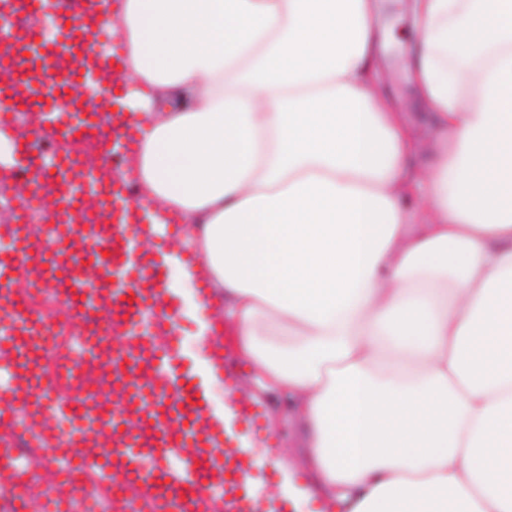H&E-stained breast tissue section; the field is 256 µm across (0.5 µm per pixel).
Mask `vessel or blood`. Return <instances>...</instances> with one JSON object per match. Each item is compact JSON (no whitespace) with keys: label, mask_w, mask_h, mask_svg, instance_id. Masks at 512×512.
<instances>
[{"label":"vessel or blood","mask_w":512,"mask_h":512,"mask_svg":"<svg viewBox=\"0 0 512 512\" xmlns=\"http://www.w3.org/2000/svg\"><path fill=\"white\" fill-rule=\"evenodd\" d=\"M71 17L51 43L27 36L16 19H34L49 11ZM114 21L108 0H0V29L9 31L0 47V133L14 139V159L0 167V178L15 189L21 211L10 234H0V369L15 373L19 365L40 357L54 329L29 309L18 308L23 260L33 244L22 214L29 199L42 196L52 204L50 222L57 235L44 247L39 278L43 284L64 282L66 292L84 315L110 308L123 321L122 343L103 354L100 343L107 326L88 342L84 357L104 359L115 394L108 411L96 396L77 403L57 401L43 372L25 377L22 386L34 396L39 421L70 423L57 436L59 447L78 461L94 441H102V461L114 482L134 478L137 489L156 502V512H185L193 499L195 512H213L204 497L213 487L220 512H288L291 495L283 482L300 487L299 477L285 478L276 458V440L266 425L258 399L239 384L232 349L221 337L206 339L212 374L224 382V415L206 408V391L191 369L181 364L178 347L180 315L175 299L163 286L166 259L180 257L195 269L202 259L183 244L176 216L166 218L163 233H154L149 209L136 198L128 181L102 161L62 155L53 163L50 180L35 178L27 141L33 132L67 139L76 135L108 137L110 145L128 147L142 132L140 113L125 111L119 73L125 70L120 51L94 56L90 36ZM93 86L99 106L90 110L73 100L68 86ZM21 100L38 107L35 131H23L13 106ZM99 217L94 224L73 221L77 205ZM14 381L0 383V426L9 424L16 408ZM0 481L11 486L20 512H25L28 474L14 463L11 449L0 448Z\"/></svg>","instance_id":"b4317fda"}]
</instances>
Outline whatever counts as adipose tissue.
Instances as JSON below:
<instances>
[{"label": "adipose tissue", "mask_w": 512, "mask_h": 512, "mask_svg": "<svg viewBox=\"0 0 512 512\" xmlns=\"http://www.w3.org/2000/svg\"><path fill=\"white\" fill-rule=\"evenodd\" d=\"M126 175L188 224L259 388L344 512H512V0H409L422 142L377 0H111Z\"/></svg>", "instance_id": "ef3b65f1"}]
</instances>
